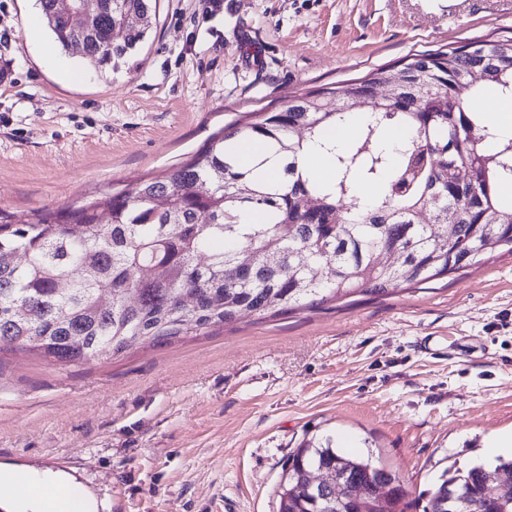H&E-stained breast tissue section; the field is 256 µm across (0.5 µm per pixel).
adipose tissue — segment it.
<instances>
[{
	"label": "adipose tissue",
	"instance_id": "adipose-tissue-1",
	"mask_svg": "<svg viewBox=\"0 0 512 512\" xmlns=\"http://www.w3.org/2000/svg\"><path fill=\"white\" fill-rule=\"evenodd\" d=\"M72 485L61 472L0 464V512H102L103 502L88 493L73 503Z\"/></svg>",
	"mask_w": 512,
	"mask_h": 512
}]
</instances>
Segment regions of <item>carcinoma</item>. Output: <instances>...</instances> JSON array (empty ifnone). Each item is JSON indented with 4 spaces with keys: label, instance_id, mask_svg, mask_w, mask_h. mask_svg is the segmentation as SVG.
<instances>
[{
    "label": "carcinoma",
    "instance_id": "carcinoma-1",
    "mask_svg": "<svg viewBox=\"0 0 512 512\" xmlns=\"http://www.w3.org/2000/svg\"><path fill=\"white\" fill-rule=\"evenodd\" d=\"M157 0H99L96 25H72L64 0H39L56 42L78 38L86 56L116 70L140 48L146 31L112 29L145 16ZM475 55L457 48L414 53L400 65L395 96L367 107L385 75L353 80L348 105L320 108L334 88L296 95L276 110L249 113L212 137L190 162L98 202L35 223L0 224V348L36 351L62 364L119 354L249 312L277 316L356 295L382 296L481 262L487 252L512 253V138L456 96L477 67L482 84L512 98V37L480 41ZM371 113L342 149L320 139L324 129ZM410 130L401 147L384 145L390 125ZM259 139L270 157L249 167L237 139ZM313 145L330 154L336 180L323 187L298 168ZM281 180L263 175L269 159ZM381 184L371 208L359 206L356 183ZM315 201V206L307 202ZM266 223H239L247 209ZM428 209L434 223L420 224ZM334 471L361 495L323 492L317 471ZM502 484L484 467L445 470L426 491L422 512H512V458L497 459ZM276 512H411L399 477L363 457L344 456L332 438H310L288 456L275 491Z\"/></svg>",
    "mask_w": 512,
    "mask_h": 512
}]
</instances>
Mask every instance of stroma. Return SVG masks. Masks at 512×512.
<instances>
[{
    "label": "stroma",
    "instance_id": "stroma-1",
    "mask_svg": "<svg viewBox=\"0 0 512 512\" xmlns=\"http://www.w3.org/2000/svg\"><path fill=\"white\" fill-rule=\"evenodd\" d=\"M0 0V221L163 175L212 134L407 55L512 35V0H158L119 71ZM512 430V254L353 304L241 316L79 364L0 352V463L106 512H274L311 437L418 499Z\"/></svg>",
    "mask_w": 512,
    "mask_h": 512
}]
</instances>
